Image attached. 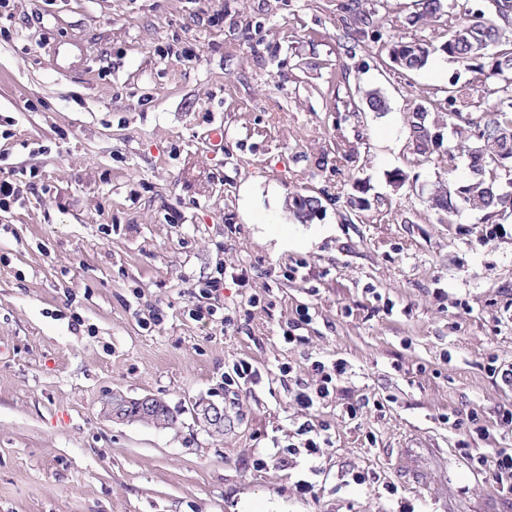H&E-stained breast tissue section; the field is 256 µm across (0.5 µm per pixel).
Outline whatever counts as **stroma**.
<instances>
[{"mask_svg": "<svg viewBox=\"0 0 512 512\" xmlns=\"http://www.w3.org/2000/svg\"><path fill=\"white\" fill-rule=\"evenodd\" d=\"M345 2L0 11V172L36 174L25 204L0 212V512H512L496 467L512 432L495 425L512 387L486 369L492 355L512 366V217L493 240L479 213L439 223L429 190L469 176L468 160L449 161L444 122L431 126L443 145L415 155L410 123L459 65L386 62L393 44L440 43L449 19L362 0L376 20L350 33ZM355 89L381 90L388 112L353 109ZM246 185L260 198L249 217ZM299 195L319 202L305 222ZM225 267L248 284L225 282L215 321L192 320L195 284ZM304 304L312 321L286 344ZM152 309L162 322L147 329ZM331 355L347 372L311 414L332 444L304 495L303 458L272 446L300 413L279 367L310 384L309 362ZM240 359L260 382L225 388ZM116 394L159 398L178 422L114 421ZM198 399L224 406L223 435L198 422ZM473 415L487 438H469Z\"/></svg>", "mask_w": 512, "mask_h": 512, "instance_id": "obj_1", "label": "stroma"}]
</instances>
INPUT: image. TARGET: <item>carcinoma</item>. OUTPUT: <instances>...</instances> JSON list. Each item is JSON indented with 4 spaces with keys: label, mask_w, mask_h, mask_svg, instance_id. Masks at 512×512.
I'll use <instances>...</instances> for the list:
<instances>
[{
    "label": "carcinoma",
    "mask_w": 512,
    "mask_h": 512,
    "mask_svg": "<svg viewBox=\"0 0 512 512\" xmlns=\"http://www.w3.org/2000/svg\"><path fill=\"white\" fill-rule=\"evenodd\" d=\"M416 19L426 24L436 21L451 9L448 0H418ZM497 47L496 54L490 49ZM441 52L454 59L466 71H488L487 77L498 84L499 96L479 95L471 81L453 78L448 85L446 104L448 123L455 125L457 149L471 160L472 176L465 180L439 183L430 195L432 209L456 216L469 209L484 213L487 220L512 211V199L498 191L496 170L512 159V0H473L457 22L448 26L445 41L435 46L421 42H400L389 50V59L402 71L424 68L432 55ZM365 105L372 112L388 110L387 98L379 91L365 95ZM438 111L433 103L419 104L413 114L412 140L414 152L423 155L440 136L431 132L426 119ZM482 113L479 120L470 118ZM319 207L314 197L295 199L296 215L312 218ZM161 410L149 425L167 429L175 426L177 415L162 403Z\"/></svg>",
    "instance_id": "1"
}]
</instances>
